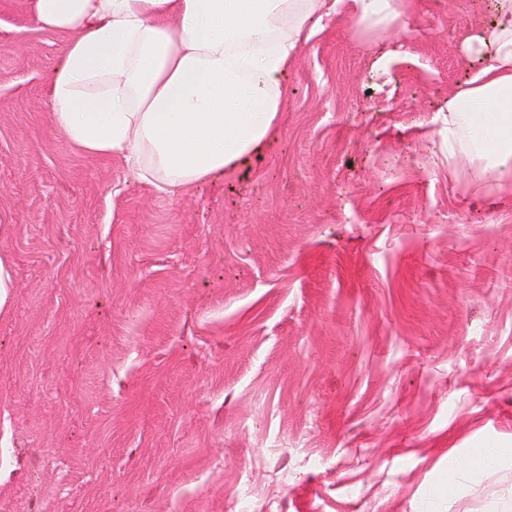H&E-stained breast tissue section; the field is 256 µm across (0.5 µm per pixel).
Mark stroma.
I'll use <instances>...</instances> for the list:
<instances>
[{"label":"stroma","instance_id":"stroma-1","mask_svg":"<svg viewBox=\"0 0 512 512\" xmlns=\"http://www.w3.org/2000/svg\"><path fill=\"white\" fill-rule=\"evenodd\" d=\"M492 18L340 10L273 138L162 198L53 127L70 37L0 0V512H512V192L437 118Z\"/></svg>","mask_w":512,"mask_h":512}]
</instances>
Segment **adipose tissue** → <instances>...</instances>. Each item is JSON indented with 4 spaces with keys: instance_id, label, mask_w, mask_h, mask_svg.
Segmentation results:
<instances>
[{
    "instance_id": "ef3b65f1",
    "label": "adipose tissue",
    "mask_w": 512,
    "mask_h": 512,
    "mask_svg": "<svg viewBox=\"0 0 512 512\" xmlns=\"http://www.w3.org/2000/svg\"><path fill=\"white\" fill-rule=\"evenodd\" d=\"M37 30L70 42L47 106L54 127L91 156L120 157L140 183L174 195L224 173L278 125L301 46L340 6L359 25L403 24L404 0H30ZM467 37L486 56L448 99L449 163L485 191L512 190V0Z\"/></svg>"
}]
</instances>
